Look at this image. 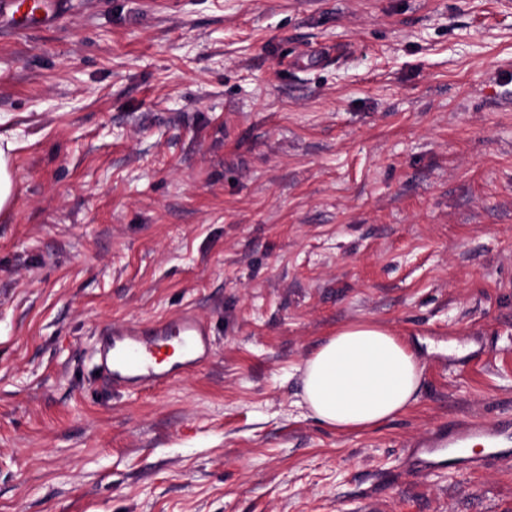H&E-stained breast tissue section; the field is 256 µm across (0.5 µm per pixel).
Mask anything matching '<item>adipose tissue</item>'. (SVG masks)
I'll return each mask as SVG.
<instances>
[{
    "label": "adipose tissue",
    "instance_id": "obj_1",
    "mask_svg": "<svg viewBox=\"0 0 512 512\" xmlns=\"http://www.w3.org/2000/svg\"><path fill=\"white\" fill-rule=\"evenodd\" d=\"M424 366L417 349L373 323L344 325L306 360L303 403L336 431L367 430L417 400Z\"/></svg>",
    "mask_w": 512,
    "mask_h": 512
}]
</instances>
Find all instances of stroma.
<instances>
[{"mask_svg":"<svg viewBox=\"0 0 512 512\" xmlns=\"http://www.w3.org/2000/svg\"><path fill=\"white\" fill-rule=\"evenodd\" d=\"M0 512H504L512 470L412 479L442 419L512 410V0H73L0 35ZM210 320L205 372L94 380L102 325ZM418 400L300 404L355 321ZM14 148L15 145L10 139L0 135V212H7L14 205ZM424 366L417 349L390 329L358 322L336 329L303 368V403L336 432L371 429L417 400Z\"/></svg>","mask_w":512,"mask_h":512,"instance_id":"stroma-1","label":"stroma"}]
</instances>
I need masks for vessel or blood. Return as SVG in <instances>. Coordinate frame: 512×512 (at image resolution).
Returning <instances> with one entry per match:
<instances>
[{"instance_id": "vessel-or-blood-1", "label": "vessel or blood", "mask_w": 512, "mask_h": 512, "mask_svg": "<svg viewBox=\"0 0 512 512\" xmlns=\"http://www.w3.org/2000/svg\"><path fill=\"white\" fill-rule=\"evenodd\" d=\"M71 0H0V18L15 35L55 27ZM216 355L209 323L183 310L145 326L135 322L101 327L92 348L99 381L116 392L147 391L209 367ZM489 466L512 468V412L487 422L451 418L412 441L407 470L430 476L445 471L470 473Z\"/></svg>"}]
</instances>
